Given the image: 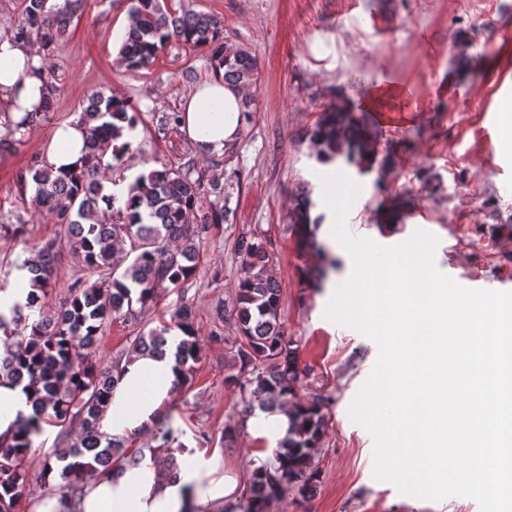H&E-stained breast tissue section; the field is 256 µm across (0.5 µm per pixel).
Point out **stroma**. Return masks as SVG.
Segmentation results:
<instances>
[{"mask_svg":"<svg viewBox=\"0 0 512 512\" xmlns=\"http://www.w3.org/2000/svg\"><path fill=\"white\" fill-rule=\"evenodd\" d=\"M195 10L224 19L229 40L256 51L260 80L249 90L256 110L234 145L223 153L196 152L182 132L155 133L158 117L181 109L182 98L211 72L206 52L171 44L154 64L132 74L120 55L125 0H86L68 33L46 51L57 93L46 117L12 147L0 148V225H25L29 236L53 242L58 227L32 203L20 181L46 160L54 129L77 119L88 94L113 92L136 104L144 122L137 141L110 177L129 185L135 166L157 159L175 167L196 162L224 186V222L205 234L201 260L185 288L114 320L101 336L96 358H125L135 338L170 321L175 308L192 305L201 353L180 394L170 426L188 446L219 449L224 467L246 487L251 470L271 462L266 439L240 422L239 391L225 385L237 372L238 331L232 317L241 276L237 241L257 232L274 255L271 273L281 290L285 333L300 371L296 399L326 400L327 425L316 473L306 494L289 492L269 512H480L469 497L423 500L401 494L373 477L372 436L351 422L348 408L378 356L374 341L324 317L331 297L325 278L347 276L352 261L325 218L316 232L321 251L306 249L290 222L295 195L310 186L323 199L324 165L306 136L324 108L351 85L398 83L413 90L409 121L382 124L366 113L387 175L336 168L361 192L347 217L349 231L395 246L419 229L439 239L436 265L462 286L512 291V150L502 147L512 128V0H186ZM233 428L225 438V428ZM67 433L51 426L28 459L29 485L15 512H32L45 495L62 493L44 483L46 456L64 447Z\"/></svg>","mask_w":512,"mask_h":512,"instance_id":"35a3bbf8","label":"stroma"}]
</instances>
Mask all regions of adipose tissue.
<instances>
[{
	"mask_svg": "<svg viewBox=\"0 0 512 512\" xmlns=\"http://www.w3.org/2000/svg\"><path fill=\"white\" fill-rule=\"evenodd\" d=\"M48 64L32 42L0 35V134L26 113L41 111L51 94ZM242 93L214 74L198 83L182 104L180 128L198 153L223 151L234 142L246 116ZM84 135L76 122L57 126L48 148L54 168L79 165ZM173 354H131L99 421L107 438L141 435L162 422L172 400ZM176 475H169L151 452L125 465L113 476L86 484L73 499L45 496L37 512H231L238 492L236 479L224 472L219 452L200 448L177 450Z\"/></svg>",
	"mask_w": 512,
	"mask_h": 512,
	"instance_id": "obj_1",
	"label": "adipose tissue"
}]
</instances>
